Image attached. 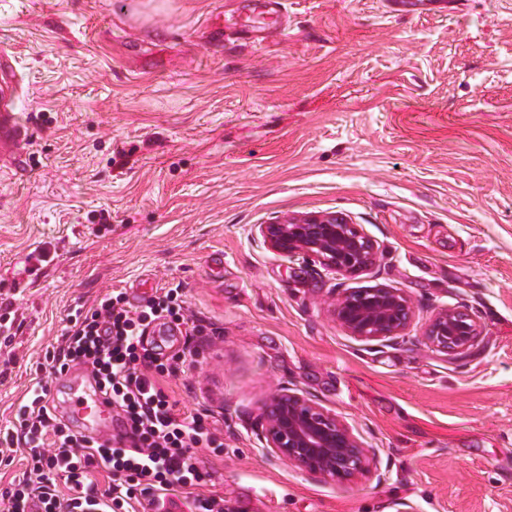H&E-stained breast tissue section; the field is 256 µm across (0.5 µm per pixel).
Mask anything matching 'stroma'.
<instances>
[{"label":"stroma","mask_w":512,"mask_h":512,"mask_svg":"<svg viewBox=\"0 0 512 512\" xmlns=\"http://www.w3.org/2000/svg\"><path fill=\"white\" fill-rule=\"evenodd\" d=\"M287 12L283 37L257 0H0L31 131L25 171L0 156V429L33 383H70L44 354L71 314L108 289L138 306L177 285L201 334L145 340L197 349L166 390L216 417L224 452L201 456L225 498L512 512V0ZM314 213L357 224L376 264L335 279L264 245L260 225ZM377 285L405 291L414 321L354 339L333 293ZM445 307L481 330L454 359L423 339ZM284 387L352 427L382 481L340 485L267 453L253 421Z\"/></svg>","instance_id":"35a3bbf8"}]
</instances>
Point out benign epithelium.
<instances>
[{"label": "benign epithelium", "instance_id": "benign-epithelium-1", "mask_svg": "<svg viewBox=\"0 0 512 512\" xmlns=\"http://www.w3.org/2000/svg\"><path fill=\"white\" fill-rule=\"evenodd\" d=\"M263 242L279 255L304 256L325 271L356 277L377 261V248L357 225L340 214H310L259 225ZM336 322L351 337L387 341L407 331L415 311L401 289L378 285L349 289L334 299ZM480 326L463 309L443 308L429 320L425 340L450 356L468 352L479 340ZM256 429L263 447L297 469L341 483L381 474L374 453L353 430L305 396L287 388L261 406Z\"/></svg>", "mask_w": 512, "mask_h": 512}]
</instances>
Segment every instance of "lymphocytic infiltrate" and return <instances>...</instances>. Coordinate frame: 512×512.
Here are the masks:
<instances>
[{
	"label": "lymphocytic infiltrate",
	"mask_w": 512,
	"mask_h": 512,
	"mask_svg": "<svg viewBox=\"0 0 512 512\" xmlns=\"http://www.w3.org/2000/svg\"><path fill=\"white\" fill-rule=\"evenodd\" d=\"M183 319L176 287L138 307L111 290L76 313L46 356L63 370L85 366L100 380L130 425L133 444L81 435L50 408L48 387L35 382L18 410L17 428L0 434V443L21 448L26 462L22 480L0 489V512H31L34 503L38 512H159L171 497L205 486L212 492L196 498V512H224V497L214 490L218 472L197 454L220 447V430L209 413L181 412L163 387L184 370L187 356L167 357L143 342L153 323Z\"/></svg>",
	"instance_id": "f902f5d3"
}]
</instances>
